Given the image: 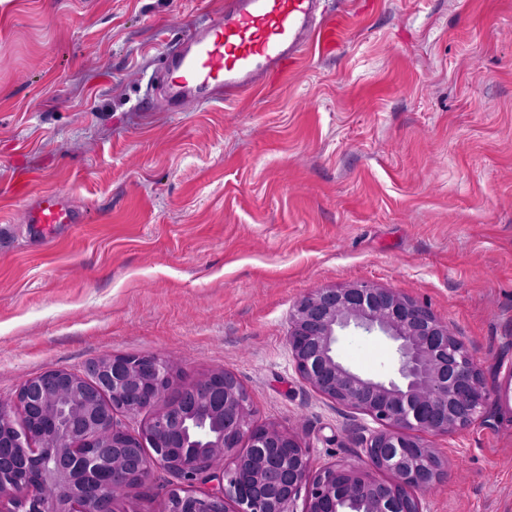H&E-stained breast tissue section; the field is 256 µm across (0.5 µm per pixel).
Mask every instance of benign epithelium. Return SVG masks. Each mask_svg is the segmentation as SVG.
<instances>
[{
	"label": "benign epithelium",
	"mask_w": 512,
	"mask_h": 512,
	"mask_svg": "<svg viewBox=\"0 0 512 512\" xmlns=\"http://www.w3.org/2000/svg\"><path fill=\"white\" fill-rule=\"evenodd\" d=\"M348 332L388 340L393 375L365 376L346 364L337 345ZM287 342L296 372L316 393L375 423L360 439L361 462L313 469L298 435L257 422L250 393L230 371L182 385L169 360L109 354L81 371H44L0 403V431L17 413L33 421L23 439H0V469L22 463L18 448L52 459L40 487L0 484V512H120V498L144 486L156 466L175 481L165 512H423V497L448 469L428 438L485 421L500 397L449 325L393 288L356 282L304 294L289 313ZM175 389L177 445L167 403ZM73 392L83 401L77 432L61 424ZM144 413L136 428L119 420ZM43 418L58 427L50 451L38 441ZM78 447L88 449L81 489L69 493L76 477L68 451Z\"/></svg>",
	"instance_id": "7a95c632"
}]
</instances>
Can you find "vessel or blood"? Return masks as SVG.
I'll return each instance as SVG.
<instances>
[{"label": "vessel or blood", "instance_id": "obj_1", "mask_svg": "<svg viewBox=\"0 0 512 512\" xmlns=\"http://www.w3.org/2000/svg\"><path fill=\"white\" fill-rule=\"evenodd\" d=\"M338 40L327 0H224L205 26L193 27L168 51L160 83L167 111L187 101L230 102L282 77L311 48ZM87 214L62 191L31 197L26 221L39 237L52 228L83 224Z\"/></svg>", "mask_w": 512, "mask_h": 512}]
</instances>
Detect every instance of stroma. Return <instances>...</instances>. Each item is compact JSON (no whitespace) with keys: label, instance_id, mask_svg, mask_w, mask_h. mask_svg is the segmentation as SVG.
Instances as JSON below:
<instances>
[{"label":"stroma","instance_id":"obj_1","mask_svg":"<svg viewBox=\"0 0 512 512\" xmlns=\"http://www.w3.org/2000/svg\"><path fill=\"white\" fill-rule=\"evenodd\" d=\"M334 50L270 91L147 105L169 41L224 0H0V399L49 369L153 354L228 370L313 467L367 416L297 375L294 302L367 281L426 304L488 380L512 369V0H340ZM89 221L29 236L15 174ZM366 375L391 348L342 337ZM424 512H512V411L432 438ZM154 469L123 512H164Z\"/></svg>","mask_w":512,"mask_h":512}]
</instances>
